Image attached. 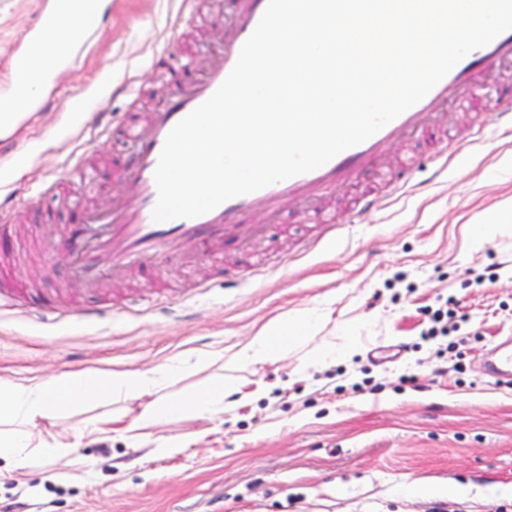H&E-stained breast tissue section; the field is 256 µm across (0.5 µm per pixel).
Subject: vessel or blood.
I'll list each match as a JSON object with an SVG mask.
<instances>
[{
    "instance_id": "obj_1",
    "label": "vessel or blood",
    "mask_w": 512,
    "mask_h": 512,
    "mask_svg": "<svg viewBox=\"0 0 512 512\" xmlns=\"http://www.w3.org/2000/svg\"><path fill=\"white\" fill-rule=\"evenodd\" d=\"M267 3L268 0H234L232 18L215 59L196 79L178 78L169 51L154 57L153 71L165 74L172 91L142 122L126 127L131 153L119 171L126 198L113 203L108 217L109 233L100 250L87 248L78 234L69 240L70 248L78 256L80 282L93 285L102 276L119 278L137 269L151 277L157 266L167 261L210 256L223 247L225 237L242 225H250L253 233H260L261 220L273 218L284 206L294 204L306 210L315 207L336 190L354 185L365 170L380 167L395 140L425 132L446 117L449 108L461 105L487 86L495 88L490 106L498 126L512 130V84L498 79L502 69L512 66V30H508L467 54L423 99L376 134L320 168L230 199L195 218L154 221L158 197L154 172L169 132L223 83ZM69 11L70 0H49L34 25L19 37L20 50L39 51L53 59L52 66L37 81L33 100L40 105L47 104V89L66 66L47 35L66 22Z\"/></svg>"
}]
</instances>
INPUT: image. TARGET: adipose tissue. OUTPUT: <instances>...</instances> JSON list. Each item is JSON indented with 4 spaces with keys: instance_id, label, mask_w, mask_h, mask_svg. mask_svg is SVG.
<instances>
[{
    "instance_id": "ef3b65f1",
    "label": "adipose tissue",
    "mask_w": 512,
    "mask_h": 512,
    "mask_svg": "<svg viewBox=\"0 0 512 512\" xmlns=\"http://www.w3.org/2000/svg\"><path fill=\"white\" fill-rule=\"evenodd\" d=\"M310 327L309 317L302 312L271 321L240 343L233 358L248 364L276 362L288 348L299 344ZM157 384L154 375L129 372L64 376L49 384L0 379V459L15 471L25 468L32 457L65 454L72 443L65 431L55 427L59 410L95 399L141 396ZM224 397L223 387L213 386L173 402L156 399L142 406L131 426L155 425L166 412L188 417L216 415L224 410Z\"/></svg>"
}]
</instances>
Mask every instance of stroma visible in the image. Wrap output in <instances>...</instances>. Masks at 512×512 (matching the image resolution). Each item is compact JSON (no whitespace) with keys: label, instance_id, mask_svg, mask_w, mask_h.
Wrapping results in <instances>:
<instances>
[{"label":"stroma","instance_id":"stroma-1","mask_svg":"<svg viewBox=\"0 0 512 512\" xmlns=\"http://www.w3.org/2000/svg\"><path fill=\"white\" fill-rule=\"evenodd\" d=\"M103 2L105 20L54 86L53 104L24 112L12 150L0 153V200L15 225L0 239V282L37 302L27 312L0 305V377L157 371L167 400L218 379L232 392L217 418L168 414L136 438L88 434L98 415L124 409L121 399L60 413L73 448L1 477L0 512L16 497L27 512H512V383L484 367L512 337V229L471 248L474 217L512 198V134L496 128L484 103L453 112L436 134L452 155L448 172L430 185L423 141L401 139L387 166L412 159L423 189L352 223L357 197L380 187L366 173L329 201L339 243L300 253L297 242L321 227L291 206L248 253L230 242L212 258L168 263L151 287L134 273L86 287L72 276L64 236L122 190V123L169 93L149 68L153 55L171 47L191 57L190 75L201 73L231 12L229 0ZM38 7L0 0V81L12 79L7 50ZM95 112L121 121L88 157L98 173L92 188L71 166L99 133ZM243 262L260 278L225 287L223 271ZM490 265L498 280L477 285ZM443 299L459 330L436 345L420 333ZM297 310L316 322L309 344L272 365L234 361L261 325ZM315 347L329 357L314 358ZM202 352L217 363L198 367ZM408 372L416 384L400 383ZM168 434L185 446L163 448Z\"/></svg>","mask_w":512,"mask_h":512}]
</instances>
